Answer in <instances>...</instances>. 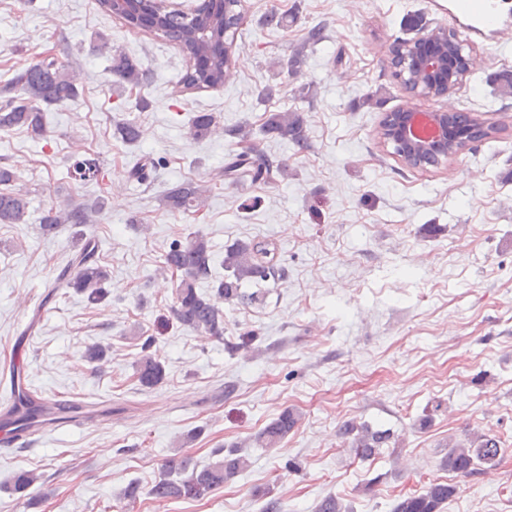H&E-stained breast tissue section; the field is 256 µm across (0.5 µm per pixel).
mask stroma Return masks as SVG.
Returning <instances> with one entry per match:
<instances>
[{
    "label": "stroma",
    "instance_id": "35a3bbf8",
    "mask_svg": "<svg viewBox=\"0 0 512 512\" xmlns=\"http://www.w3.org/2000/svg\"><path fill=\"white\" fill-rule=\"evenodd\" d=\"M247 6L223 86L191 90L178 45L129 30L99 0H0V85L47 53L82 85L48 111L45 136L0 134V162L14 167L29 202L25 223L0 224V366L16 365L52 397L112 406L108 420L0 446V512H114L128 483L145 491L185 456L207 465L288 407L301 412L298 427L281 447L251 446L232 483L200 500L143 494L126 512H260L273 499L282 512H316L329 495L353 512H392L436 480L457 486L443 512H512V95L493 81L512 71V42L465 41L479 67L455 93L416 99L393 78L388 50L409 15L451 26L428 0ZM274 13L287 22H270ZM316 25L324 40L305 44ZM100 35L150 72L147 107L113 88L109 57L92 49ZM294 54L301 63L291 70ZM411 105L465 109L495 132L439 166L411 168L379 136L385 113ZM289 110L305 121L307 148L262 131L270 113ZM200 112L215 116L219 133L191 136ZM127 121L144 130L138 144L112 135ZM242 128L287 174L217 178ZM88 153L99 176L72 179ZM145 156L154 167L129 179ZM183 181L205 186L203 206L163 207ZM100 199L96 223L42 225L51 207ZM191 233L208 240L214 277L237 242L275 243L286 269L265 282L263 303L225 306L220 337L196 335L170 312L179 278L162 274L159 260ZM86 235L109 273L107 300L73 291L48 299ZM246 330L252 352L230 351ZM149 336L166 371L152 389L137 380ZM97 344L110 353L94 367L81 356ZM347 420L397 441L359 461L338 434ZM474 432L501 438L499 463L468 477L443 470L450 446ZM22 470L39 476L23 496L13 491Z\"/></svg>",
    "mask_w": 512,
    "mask_h": 512
}]
</instances>
